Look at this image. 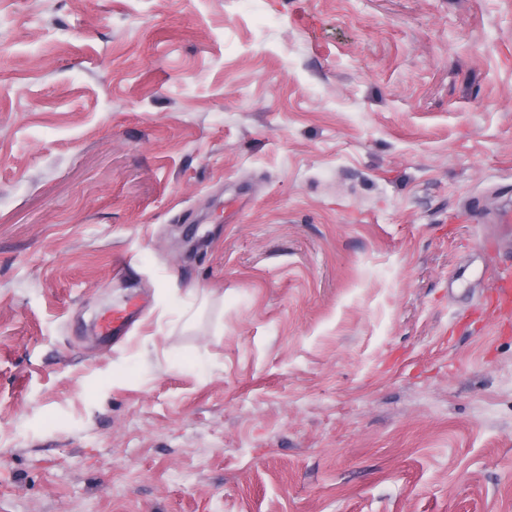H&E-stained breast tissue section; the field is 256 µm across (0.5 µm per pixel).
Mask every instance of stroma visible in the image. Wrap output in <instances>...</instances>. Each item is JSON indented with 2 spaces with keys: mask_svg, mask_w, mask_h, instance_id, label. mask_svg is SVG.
<instances>
[{
  "mask_svg": "<svg viewBox=\"0 0 512 512\" xmlns=\"http://www.w3.org/2000/svg\"><path fill=\"white\" fill-rule=\"evenodd\" d=\"M507 208L512 0H0V512H512ZM493 304L499 309H510L512 303V271L500 273L493 284Z\"/></svg>",
  "mask_w": 512,
  "mask_h": 512,
  "instance_id": "obj_1",
  "label": "stroma"
}]
</instances>
